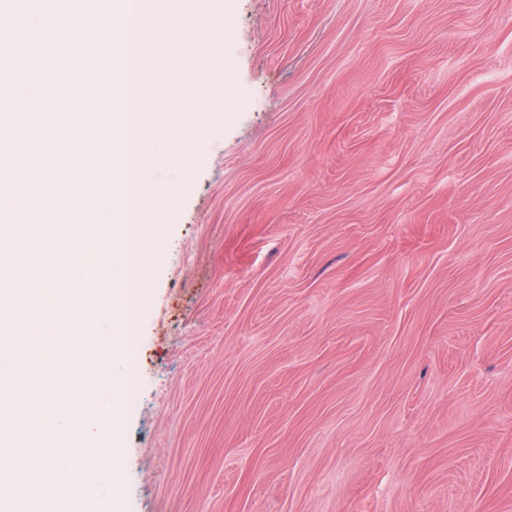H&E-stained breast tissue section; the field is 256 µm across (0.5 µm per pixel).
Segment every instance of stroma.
<instances>
[{"instance_id": "1", "label": "stroma", "mask_w": 512, "mask_h": 512, "mask_svg": "<svg viewBox=\"0 0 512 512\" xmlns=\"http://www.w3.org/2000/svg\"><path fill=\"white\" fill-rule=\"evenodd\" d=\"M205 5L231 98L154 173L102 512H512V0ZM0 39L63 57L24 0Z\"/></svg>"}]
</instances>
